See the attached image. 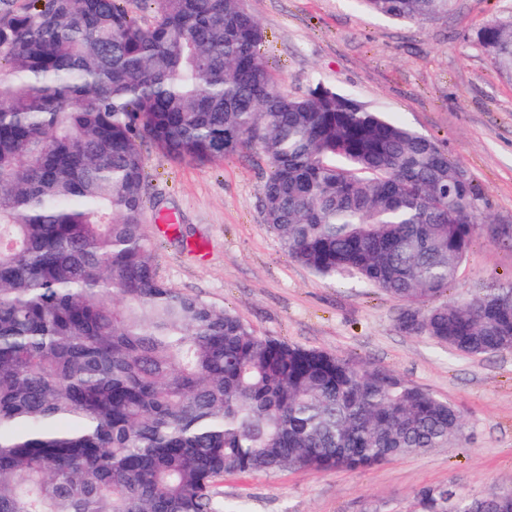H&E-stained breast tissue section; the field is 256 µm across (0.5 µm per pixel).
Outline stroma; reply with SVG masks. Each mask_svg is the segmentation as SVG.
<instances>
[{"label": "stroma", "mask_w": 512, "mask_h": 512, "mask_svg": "<svg viewBox=\"0 0 512 512\" xmlns=\"http://www.w3.org/2000/svg\"><path fill=\"white\" fill-rule=\"evenodd\" d=\"M260 52L283 90L320 83L435 138L480 190L479 235L444 299L512 283V78L480 46V29L512 22V0H451L446 15L397 22L356 0H247ZM143 213L156 273L229 307L262 336L391 370L459 405L464 446L430 448L354 471L231 475L219 485L244 512H418L424 487L479 496L512 488V352L448 353L398 327L401 305L354 276L330 282L292 261L264 223L265 157L178 161L142 147ZM176 219L168 235L159 215Z\"/></svg>", "instance_id": "stroma-1"}]
</instances>
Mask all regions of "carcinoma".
<instances>
[{"instance_id": "carcinoma-1", "label": "carcinoma", "mask_w": 512, "mask_h": 512, "mask_svg": "<svg viewBox=\"0 0 512 512\" xmlns=\"http://www.w3.org/2000/svg\"><path fill=\"white\" fill-rule=\"evenodd\" d=\"M26 0L0 11V512H240L226 475L369 468L463 441L453 403L391 371L260 336L161 281L141 144L201 164L258 150L264 223L324 280L355 274L402 331L509 351L512 283L436 303L480 192L437 140L316 84L290 97L244 0ZM396 20L450 0H357ZM477 39L512 74V24ZM420 512L512 490L417 493Z\"/></svg>"}]
</instances>
